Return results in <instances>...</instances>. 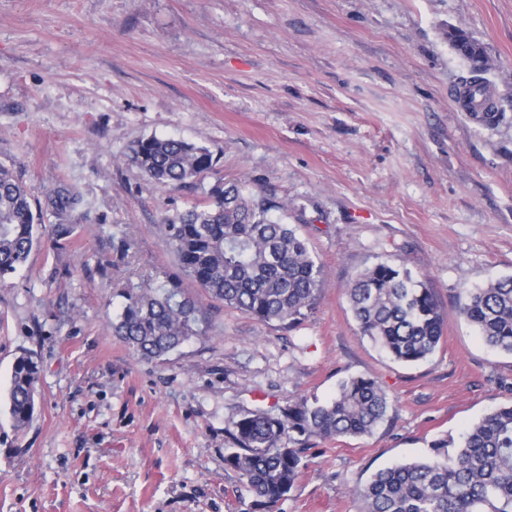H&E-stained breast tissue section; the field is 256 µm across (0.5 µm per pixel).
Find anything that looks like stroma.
Returning a JSON list of instances; mask_svg holds the SVG:
<instances>
[{"label":"stroma","mask_w":512,"mask_h":512,"mask_svg":"<svg viewBox=\"0 0 512 512\" xmlns=\"http://www.w3.org/2000/svg\"><path fill=\"white\" fill-rule=\"evenodd\" d=\"M455 31L493 62L495 128L456 108ZM152 135L208 147L214 177L287 203L325 271L301 324L186 279L206 335L153 361L113 335L121 288L177 270L159 224L201 199L125 162ZM0 163L32 205L60 184L82 199L70 245L33 250L0 285V512H248L224 462L241 413L323 403L367 375L385 421L314 440L276 507L363 512L352 487L512 403V355L458 313L467 290L512 275V0H0ZM378 262L425 278L444 312L425 361L359 332L346 287ZM25 352L40 376L19 431L6 389Z\"/></svg>","instance_id":"1"}]
</instances>
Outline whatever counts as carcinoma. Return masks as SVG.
Returning <instances> with one entry per match:
<instances>
[{
    "mask_svg": "<svg viewBox=\"0 0 512 512\" xmlns=\"http://www.w3.org/2000/svg\"><path fill=\"white\" fill-rule=\"evenodd\" d=\"M450 41L470 68L465 86L487 93L482 74L489 58L482 44L462 32L451 33ZM467 116L485 127L505 119L503 112ZM126 160L149 180L193 185L204 197L164 218L160 227L181 274L166 273L155 287L123 289L125 303L112 331L134 355L160 359L206 334L205 312L185 295L184 276L211 298L264 323L293 325L313 310L325 273L297 229L271 216L287 210L285 204L247 196L238 184L222 179L204 183L214 168L213 154L183 139H141ZM80 203L75 191L60 185L35 211L22 183L0 163V282L16 273L39 244L36 225L51 224V248L64 247ZM347 295L361 334L393 360L413 364L435 352L444 318L425 281L379 262L357 274ZM459 312L489 346L512 354V276L468 292ZM38 378L32 355L15 359L7 402L17 429L34 418ZM389 406L377 381L360 375L343 380L325 403L302 398L276 412L248 410L234 422L224 462L239 473L254 497L253 507L273 512L306 467L312 439L367 435L386 419ZM351 493L363 500L365 512H512V403L487 413L459 440L436 442L429 458L382 469Z\"/></svg>",
    "mask_w": 512,
    "mask_h": 512,
    "instance_id": "cac0c4a2",
    "label": "carcinoma"
}]
</instances>
